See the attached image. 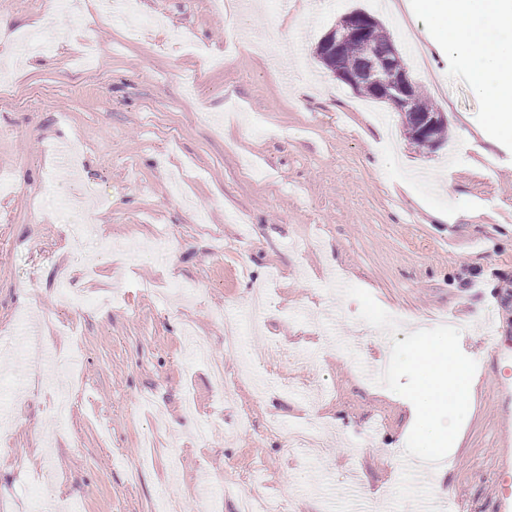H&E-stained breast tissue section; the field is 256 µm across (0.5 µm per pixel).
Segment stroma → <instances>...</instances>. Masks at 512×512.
Listing matches in <instances>:
<instances>
[{
  "mask_svg": "<svg viewBox=\"0 0 512 512\" xmlns=\"http://www.w3.org/2000/svg\"><path fill=\"white\" fill-rule=\"evenodd\" d=\"M419 0H139L142 28L78 0H0V512H390L412 404L375 384L392 340L453 316L477 362L461 441L422 481L464 512H495L498 387L512 362V133L439 46ZM350 9L391 35L448 121V142L411 144L389 104L355 93L315 48ZM52 33L19 59L13 34ZM198 91L187 95L185 81ZM77 146L73 171L47 149ZM395 154L377 170L370 149ZM109 196L82 236L68 200ZM81 315L83 388L61 357ZM400 321L359 320L334 282ZM53 312L47 320L45 312ZM240 329L224 349V322ZM246 374L222 402L208 366ZM307 425L319 447L285 431Z\"/></svg>",
  "mask_w": 512,
  "mask_h": 512,
  "instance_id": "35a3bbf8",
  "label": "stroma"
}]
</instances>
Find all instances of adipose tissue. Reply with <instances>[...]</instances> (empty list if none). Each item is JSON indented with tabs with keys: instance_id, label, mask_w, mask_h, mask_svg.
Returning a JSON list of instances; mask_svg holds the SVG:
<instances>
[{
	"instance_id": "obj_1",
	"label": "adipose tissue",
	"mask_w": 512,
	"mask_h": 512,
	"mask_svg": "<svg viewBox=\"0 0 512 512\" xmlns=\"http://www.w3.org/2000/svg\"><path fill=\"white\" fill-rule=\"evenodd\" d=\"M446 34L442 49L463 67L489 118L512 125V0H424ZM509 40H500V33Z\"/></svg>"
}]
</instances>
